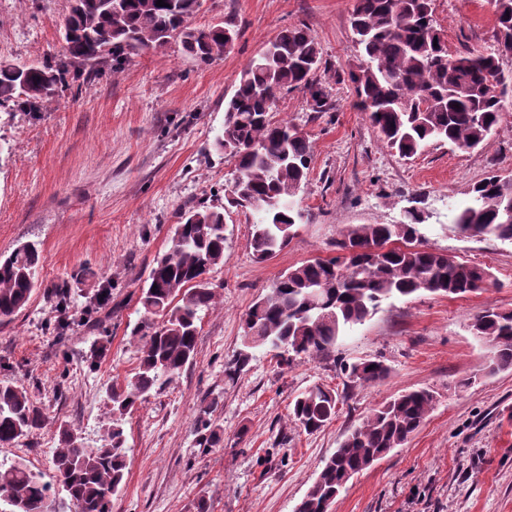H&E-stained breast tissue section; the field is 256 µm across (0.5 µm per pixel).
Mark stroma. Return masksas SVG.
Masks as SVG:
<instances>
[{
  "label": "stroma",
  "mask_w": 512,
  "mask_h": 512,
  "mask_svg": "<svg viewBox=\"0 0 512 512\" xmlns=\"http://www.w3.org/2000/svg\"><path fill=\"white\" fill-rule=\"evenodd\" d=\"M354 0H203L192 20L224 22L235 32L224 56L203 64L178 40L156 52L124 55L117 71L82 83L43 109L0 111V257L26 242L41 251L28 305L0 322V382L27 391L48 417L39 432L0 446V462L25 460L54 483L59 424L102 442L103 386L124 384L137 365L131 330L143 312L140 288L181 214L222 204L223 266L207 280L216 304L202 312L196 355L170 385L137 404L124 425L125 487L112 512H293L324 461L373 408L404 390L428 387L438 402L418 431L352 478L332 512H512V369L490 371L488 347L471 335L486 308L512 310V243L465 237L452 228L472 185L512 173V96L487 145L433 143L401 158L356 104L349 74L362 59L350 26ZM449 52L496 48L488 0H434ZM69 0H0V62L38 64L65 56ZM306 25L321 51L318 77L327 104L309 92L279 102L275 119L309 136L303 213L290 243L257 260L250 245L255 214L225 206L234 167L215 147L224 106L240 73L283 28ZM426 219L419 243L489 267L493 282L465 297L422 294L383 304L337 343L335 361L276 362L256 349L239 373L226 362L240 347L248 308L290 267L337 254L350 224H396L406 210ZM70 297V328L55 337L54 290ZM110 290L99 306V288ZM106 358L91 365V347ZM380 359L389 368L374 386L345 387L341 366ZM471 378L465 388L460 378ZM314 384L337 389L335 418L299 432L289 404ZM213 406L221 441L210 447L195 420Z\"/></svg>",
  "instance_id": "stroma-1"
}]
</instances>
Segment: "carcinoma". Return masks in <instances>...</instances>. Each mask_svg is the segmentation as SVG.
Masks as SVG:
<instances>
[{"instance_id":"obj_1","label":"carcinoma","mask_w":512,"mask_h":512,"mask_svg":"<svg viewBox=\"0 0 512 512\" xmlns=\"http://www.w3.org/2000/svg\"><path fill=\"white\" fill-rule=\"evenodd\" d=\"M70 0L64 21L66 62L46 61L19 70L0 63V107L36 109L59 90L72 88L69 68L93 73L108 56L158 51L170 40L208 63L224 55L229 26L193 27L200 0ZM433 0H355L351 27L364 64L350 72L357 104L382 140L403 157L430 143L460 149L487 143L500 121L502 98L512 90V70L500 60L512 56V0H492L497 49L451 54L434 25ZM320 48L309 29L292 25L278 33L241 72L226 102L224 132L217 146L234 164L231 203L255 210L252 249L264 260L288 246L302 219L294 197L307 180L312 161L308 135L270 114L281 96L306 90L316 107L326 94L317 79ZM472 201L456 217L454 229L471 237L512 242V176L493 173L473 185ZM422 214L407 211L398 224H354L336 241L341 255L292 267L246 313L242 348L226 370L248 365L252 350L268 347L290 365L296 360L336 359L339 338L363 324L383 302L416 294L466 296L492 282L478 264L414 245ZM224 206L200 204L184 213L167 249L154 261L141 289V321L131 335L138 341V366L124 386L110 385L111 415L103 443L85 446L83 438L59 425L56 475L74 512H112V497L124 486L127 463L125 417L137 402L171 384L193 360L200 313L216 295L206 275L224 264ZM40 253L33 243L0 260V319L27 305L37 284ZM472 335L493 343L490 368L512 369V311L487 308L469 325ZM348 381L372 386L388 375L379 359L344 366ZM339 394L314 385L293 401L290 415L306 433L336 417ZM436 402L435 392H401L366 415L324 461L295 512H327V506L356 474L399 448L420 428ZM211 406L203 408L197 428L219 441ZM47 417L28 393L0 383V444L9 445L43 429ZM10 512H45L52 498L43 482L21 461L0 463V497Z\"/></svg>"}]
</instances>
